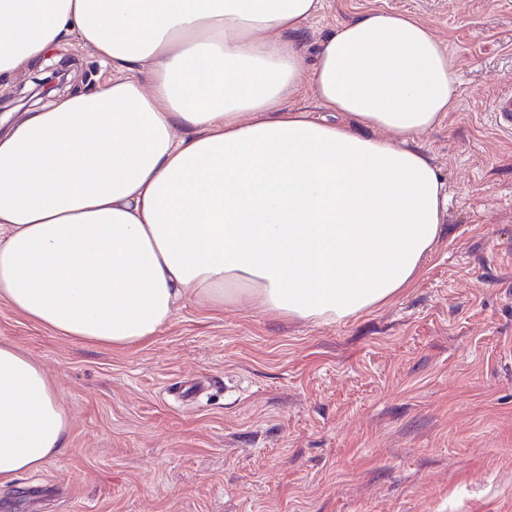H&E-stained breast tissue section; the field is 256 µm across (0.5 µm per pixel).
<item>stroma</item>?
Masks as SVG:
<instances>
[{
    "label": "stroma",
    "mask_w": 512,
    "mask_h": 512,
    "mask_svg": "<svg viewBox=\"0 0 512 512\" xmlns=\"http://www.w3.org/2000/svg\"><path fill=\"white\" fill-rule=\"evenodd\" d=\"M372 10L426 23L460 73L419 145L448 212L419 280L336 324L180 304L150 342L76 343L0 302L40 361L67 449L0 486V512H512V0H324L299 43ZM68 82L112 75L65 46ZM496 125L505 132L512 130V90L508 89L496 96L492 103Z\"/></svg>",
    "instance_id": "stroma-1"
}]
</instances>
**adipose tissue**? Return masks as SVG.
Segmentation results:
<instances>
[{
    "label": "adipose tissue",
    "mask_w": 512,
    "mask_h": 512,
    "mask_svg": "<svg viewBox=\"0 0 512 512\" xmlns=\"http://www.w3.org/2000/svg\"><path fill=\"white\" fill-rule=\"evenodd\" d=\"M323 0H0V87L77 41L115 77L0 129V302L67 339L147 343L194 301L336 323L423 272L448 190L416 142L460 78L424 22ZM309 83H302V75ZM311 86L345 122L295 110ZM42 364L0 342V485L68 446Z\"/></svg>",
    "instance_id": "ef3b65f1"
}]
</instances>
